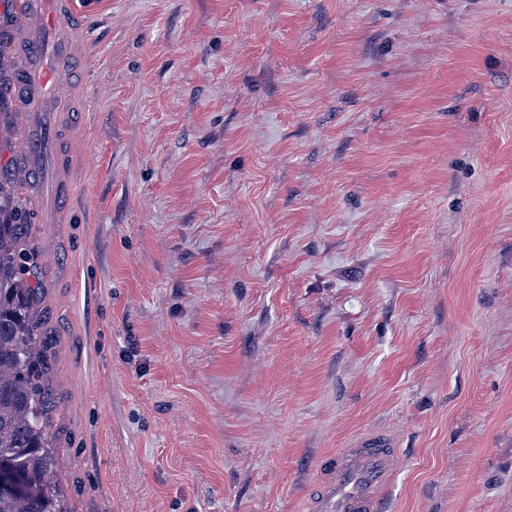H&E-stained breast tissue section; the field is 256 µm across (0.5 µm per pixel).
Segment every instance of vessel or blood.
I'll return each mask as SVG.
<instances>
[{"instance_id":"obj_1","label":"vessel or blood","mask_w":512,"mask_h":512,"mask_svg":"<svg viewBox=\"0 0 512 512\" xmlns=\"http://www.w3.org/2000/svg\"><path fill=\"white\" fill-rule=\"evenodd\" d=\"M11 66L19 82L11 134L17 140L14 177L31 202L33 223H53L72 190L70 158L78 143L56 103L76 81L71 0H11ZM399 450L381 432L338 449L320 466L309 512H384Z\"/></svg>"}]
</instances>
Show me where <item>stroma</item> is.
I'll return each instance as SVG.
<instances>
[{
    "instance_id": "stroma-1",
    "label": "stroma",
    "mask_w": 512,
    "mask_h": 512,
    "mask_svg": "<svg viewBox=\"0 0 512 512\" xmlns=\"http://www.w3.org/2000/svg\"><path fill=\"white\" fill-rule=\"evenodd\" d=\"M92 107L35 224L66 512H512V0H73ZM399 449L381 432L354 439L320 465L310 512H384L395 482Z\"/></svg>"
}]
</instances>
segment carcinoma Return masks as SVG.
I'll use <instances>...</instances> for the list:
<instances>
[{"label":"carcinoma","instance_id":"cac0c4a2","mask_svg":"<svg viewBox=\"0 0 512 512\" xmlns=\"http://www.w3.org/2000/svg\"><path fill=\"white\" fill-rule=\"evenodd\" d=\"M20 198L12 181L0 182V472L25 485L23 491L0 489V512H66L50 478V424L33 383L42 348L35 290L23 278L28 225L9 210Z\"/></svg>","mask_w":512,"mask_h":512}]
</instances>
